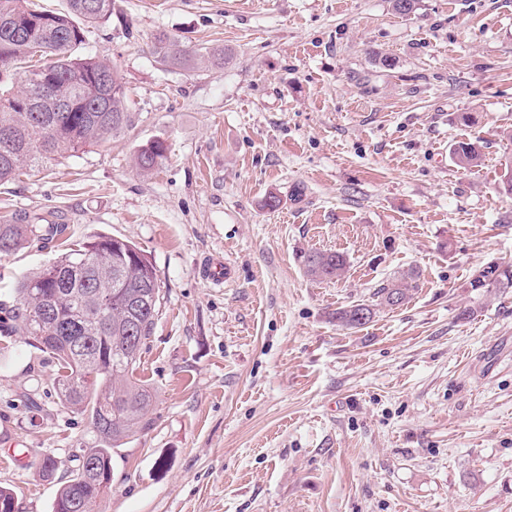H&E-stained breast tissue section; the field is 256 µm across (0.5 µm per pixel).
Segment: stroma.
Listing matches in <instances>:
<instances>
[{"label":"stroma","instance_id":"1","mask_svg":"<svg viewBox=\"0 0 512 512\" xmlns=\"http://www.w3.org/2000/svg\"><path fill=\"white\" fill-rule=\"evenodd\" d=\"M114 11L81 52L116 66L133 126L0 184V221L132 241L161 285L136 371L156 399L113 448L97 512H512V286H470L512 266V199L498 192L512 0H418L406 16L392 0ZM160 31L230 58L166 65L150 48ZM157 139L166 159L140 172ZM460 140L480 143V167L453 162ZM313 250L346 255L344 277H308ZM58 253L35 241L1 259L0 300ZM218 256L221 286L203 272ZM407 273L408 302L337 324ZM91 437L48 354L0 336V486L17 512H51Z\"/></svg>","mask_w":512,"mask_h":512}]
</instances>
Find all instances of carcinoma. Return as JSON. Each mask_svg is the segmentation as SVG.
<instances>
[{
  "mask_svg": "<svg viewBox=\"0 0 512 512\" xmlns=\"http://www.w3.org/2000/svg\"><path fill=\"white\" fill-rule=\"evenodd\" d=\"M113 0H67V10L36 7L33 0H0V61L38 67L51 76L64 112L44 100L40 84L26 71L0 78V183L14 182L25 170L87 146H102L132 126L127 87L106 59L78 54L86 28L112 17ZM153 51L174 67L191 69L207 61L223 65L227 53L185 46L164 32ZM167 146L154 140L137 156L150 172L165 158ZM451 156L463 169L481 165L480 146L453 144ZM62 224H0V258L29 240L59 239L65 252L24 277L11 305H0V335L17 330L33 337L55 363L54 388L60 403L87 415L93 440L79 458L72 478L59 489L52 512H95L109 492L98 475H112V448L133 436L147 417L154 393L134 377L145 340L161 305V285L152 263L138 247L104 233L73 241ZM308 276L342 277L347 258L339 252L304 256ZM512 285V266L489 267L473 288ZM408 283L397 280L374 293L376 303L336 310V323L355 329L369 322L378 306H399L409 298Z\"/></svg>",
  "mask_w": 512,
  "mask_h": 512,
  "instance_id": "1",
  "label": "carcinoma"
}]
</instances>
